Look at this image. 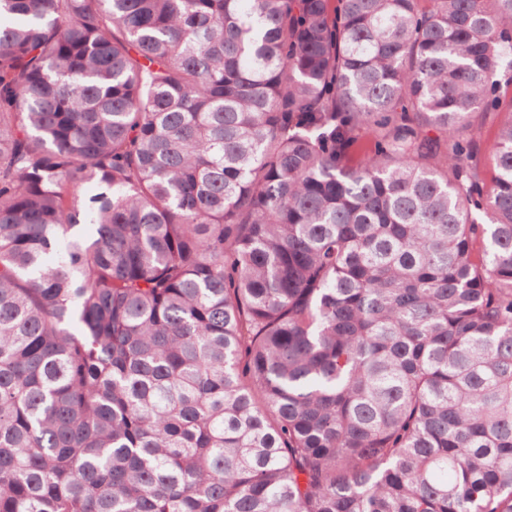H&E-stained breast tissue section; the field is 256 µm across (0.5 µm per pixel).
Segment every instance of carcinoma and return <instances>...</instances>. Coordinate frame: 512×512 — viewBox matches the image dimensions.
<instances>
[{
	"mask_svg": "<svg viewBox=\"0 0 512 512\" xmlns=\"http://www.w3.org/2000/svg\"><path fill=\"white\" fill-rule=\"evenodd\" d=\"M502 71L512 0H0V512H512ZM509 114L507 112H500L499 114H490L487 118H483L482 136H481V151L480 155L487 169H492V160L490 157V146L494 138L497 125L507 120Z\"/></svg>",
	"mask_w": 512,
	"mask_h": 512,
	"instance_id": "cac0c4a2",
	"label": "carcinoma"
}]
</instances>
